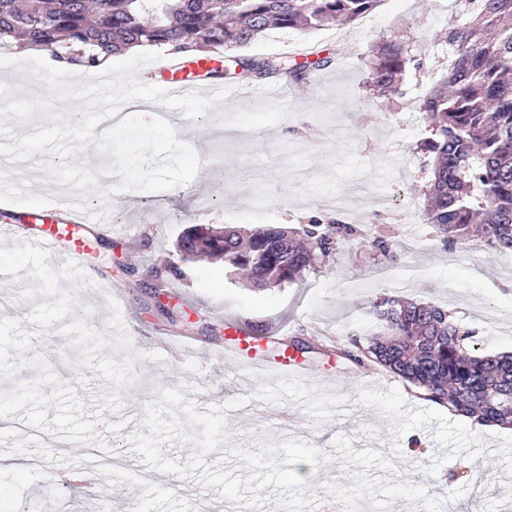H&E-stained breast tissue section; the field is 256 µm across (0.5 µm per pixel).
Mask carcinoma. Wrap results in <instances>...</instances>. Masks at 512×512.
<instances>
[{
    "label": "carcinoma",
    "instance_id": "obj_1",
    "mask_svg": "<svg viewBox=\"0 0 512 512\" xmlns=\"http://www.w3.org/2000/svg\"><path fill=\"white\" fill-rule=\"evenodd\" d=\"M381 0H0V40L37 47L55 61L88 68L135 46H164L174 55L213 57L244 48L270 29L343 28L370 15ZM451 58L419 110L432 159L426 223L453 246L475 239L500 256L512 254V0H465L444 33ZM331 58L299 65L286 57H230L206 76L282 74L300 81ZM424 59L386 42L372 56L373 91L401 90ZM365 229L327 214L307 223L255 230L192 228L179 239L183 259H216L265 290L298 281L343 242ZM373 326L350 340L344 355L363 369L390 371L419 395L481 425L512 426V354L477 355L476 331L448 310L398 296L373 303Z\"/></svg>",
    "mask_w": 512,
    "mask_h": 512
}]
</instances>
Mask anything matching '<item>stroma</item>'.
<instances>
[{
	"instance_id": "stroma-1",
	"label": "stroma",
	"mask_w": 512,
	"mask_h": 512,
	"mask_svg": "<svg viewBox=\"0 0 512 512\" xmlns=\"http://www.w3.org/2000/svg\"><path fill=\"white\" fill-rule=\"evenodd\" d=\"M459 10L456 0H381L343 31H268L249 55L311 45L332 66L297 85L269 78L278 95H241L253 81L236 75L221 106L182 119L178 139L134 112L95 151L75 146L71 162L85 170L96 156L120 165L114 183L84 198L89 215L113 218L85 235V276L0 233V384L13 394L0 413L43 434L37 440L22 428L0 437V512H91L80 488L54 480L68 467L111 488L102 512H186L194 496L208 512H248L193 477L149 469L129 443L165 389H181L202 413L240 398L237 369L219 361L224 320L236 315L272 335L260 348L265 358L296 348L309 377L255 382L249 403L226 411L225 441L206 463L230 470L234 446L296 439L325 456L311 489L315 512H444L451 496L462 504L481 497L485 512H505L512 431L473 430L397 375L357 368L342 354L350 334L370 329L368 310L384 294L448 309L475 329L479 354L512 352L504 331L512 270L480 243L445 247L423 219L419 89L447 68L440 33ZM387 41L427 64L408 78L403 98L369 86V58ZM48 161L45 153L20 166L0 158V192L11 194L16 218L72 194ZM332 193L370 236L341 244L299 283L255 290L223 264L186 261L178 251L187 228L299 224ZM379 236L396 249L385 279L374 275L382 262L371 240ZM166 263L180 277H157ZM155 336L183 347L160 348ZM283 411L294 423L265 424V414Z\"/></svg>"
}]
</instances>
